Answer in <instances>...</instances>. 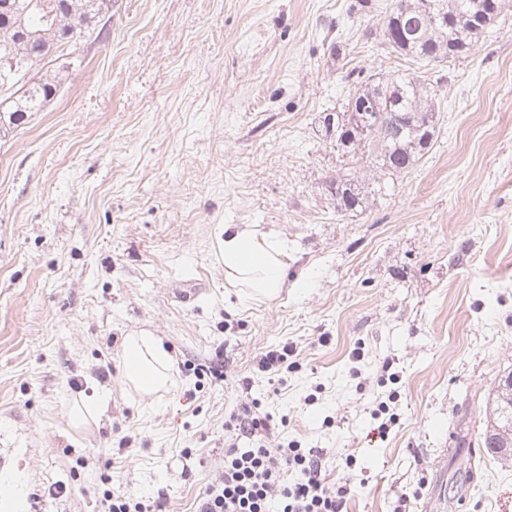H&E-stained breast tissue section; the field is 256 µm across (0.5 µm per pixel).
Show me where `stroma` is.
Returning <instances> with one entry per match:
<instances>
[{
  "mask_svg": "<svg viewBox=\"0 0 512 512\" xmlns=\"http://www.w3.org/2000/svg\"><path fill=\"white\" fill-rule=\"evenodd\" d=\"M390 4L112 0L100 37L32 67L57 92L0 134V475L25 512L119 489L194 512L244 398L323 451L347 512H512L482 446L512 373V0L429 65L384 42ZM411 67L437 87L431 150L337 212L324 115ZM228 224L285 235L278 298L226 285ZM143 330L177 362L150 395L122 376ZM284 342L297 368L258 371Z\"/></svg>",
  "mask_w": 512,
  "mask_h": 512,
  "instance_id": "stroma-1",
  "label": "stroma"
}]
</instances>
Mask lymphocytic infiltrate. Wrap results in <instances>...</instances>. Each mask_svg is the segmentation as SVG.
<instances>
[{"mask_svg":"<svg viewBox=\"0 0 512 512\" xmlns=\"http://www.w3.org/2000/svg\"><path fill=\"white\" fill-rule=\"evenodd\" d=\"M224 429L232 437L196 512H343L346 486L326 483L318 451L279 440L278 423L258 401L242 402L225 417ZM242 437L253 447H239Z\"/></svg>","mask_w":512,"mask_h":512,"instance_id":"f902f5d3","label":"lymphocytic infiltrate"}]
</instances>
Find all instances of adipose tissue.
Wrapping results in <instances>:
<instances>
[{"instance_id": "obj_1", "label": "adipose tissue", "mask_w": 512, "mask_h": 512, "mask_svg": "<svg viewBox=\"0 0 512 512\" xmlns=\"http://www.w3.org/2000/svg\"><path fill=\"white\" fill-rule=\"evenodd\" d=\"M288 241L276 231L263 232L251 224L224 227V279L245 299L264 301L278 296L288 283ZM173 355L153 336L127 337L123 374L144 394L163 388Z\"/></svg>"}]
</instances>
